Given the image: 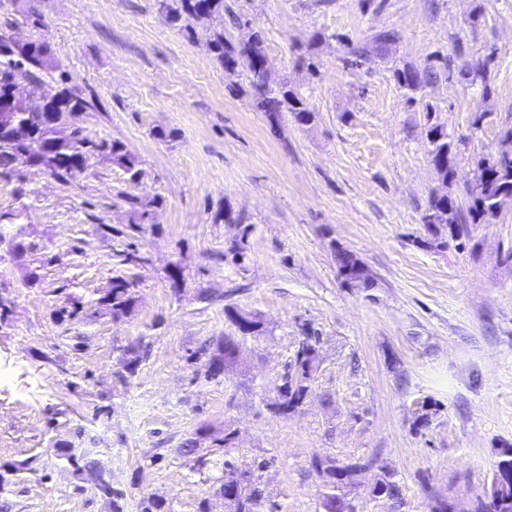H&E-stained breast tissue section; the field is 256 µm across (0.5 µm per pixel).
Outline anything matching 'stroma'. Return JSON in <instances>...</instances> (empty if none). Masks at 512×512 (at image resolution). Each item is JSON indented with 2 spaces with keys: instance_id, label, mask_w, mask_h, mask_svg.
<instances>
[{
  "instance_id": "1",
  "label": "stroma",
  "mask_w": 512,
  "mask_h": 512,
  "mask_svg": "<svg viewBox=\"0 0 512 512\" xmlns=\"http://www.w3.org/2000/svg\"><path fill=\"white\" fill-rule=\"evenodd\" d=\"M169 2L0 0V38L46 42L87 103L85 135L138 160L134 176L108 153L63 180L25 162L0 174V512H141L150 497L227 512L228 454L281 512H323L317 458L363 462L355 512H378L382 465L405 512L437 496L475 512L512 444V208L465 219L476 160L512 128V0H226L241 22L225 38L263 34L270 83L305 99L311 126L258 109L250 74H225L205 23L170 22ZM382 28L400 35L390 53L350 63L349 44ZM480 61L486 81L460 78ZM403 64L441 76L412 102L393 78ZM436 124L454 146L448 186ZM443 191L461 237L430 247L422 217ZM339 246L374 288L342 280ZM119 278L134 303L118 316ZM234 310L260 333L241 334ZM306 326L317 370L282 415ZM227 336L239 361L210 377ZM83 450L111 493L67 462ZM428 137L432 148L430 150L431 162L439 177L446 184L454 179L453 168V147L448 142V134L441 125L431 126L428 130ZM133 284L125 279H117L112 287V292L107 300L112 305V312L116 315H122L129 311L133 304V298L130 295V288Z\"/></svg>"
}]
</instances>
